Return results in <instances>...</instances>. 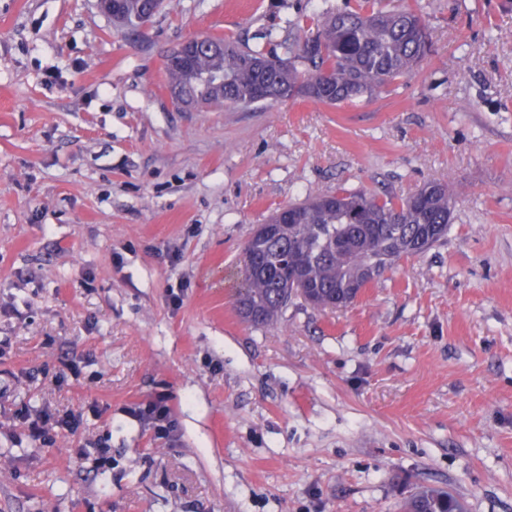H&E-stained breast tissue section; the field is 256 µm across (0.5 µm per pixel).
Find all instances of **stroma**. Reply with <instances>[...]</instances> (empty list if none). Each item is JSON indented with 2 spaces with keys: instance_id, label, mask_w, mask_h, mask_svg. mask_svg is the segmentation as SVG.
I'll use <instances>...</instances> for the list:
<instances>
[{
  "instance_id": "1",
  "label": "stroma",
  "mask_w": 512,
  "mask_h": 512,
  "mask_svg": "<svg viewBox=\"0 0 512 512\" xmlns=\"http://www.w3.org/2000/svg\"><path fill=\"white\" fill-rule=\"evenodd\" d=\"M358 0H0V512H512V0H380L429 51L334 106L177 111L163 57ZM432 181L447 236L350 305L236 306L277 208ZM165 398L171 430L135 412ZM82 414L77 434L29 420ZM402 512H466L464 503L446 491L421 486L403 503Z\"/></svg>"
}]
</instances>
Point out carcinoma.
<instances>
[{
    "mask_svg": "<svg viewBox=\"0 0 512 512\" xmlns=\"http://www.w3.org/2000/svg\"><path fill=\"white\" fill-rule=\"evenodd\" d=\"M142 0H123L120 24L138 27ZM266 42L224 44V52L202 49L192 65L164 61L166 88L174 105L270 106L305 98L336 105L353 101L409 74L428 50L425 24L411 9L328 10L313 31L287 18ZM278 44L286 58L272 56ZM275 211L259 225L242 255L237 284L240 315L256 325L273 322L295 297L320 310L352 303L401 259L420 255L448 234L452 214L448 184L430 182L395 201L339 187L310 194ZM402 512H466L446 491L421 486Z\"/></svg>",
    "mask_w": 512,
    "mask_h": 512,
    "instance_id": "carcinoma-1",
    "label": "carcinoma"
}]
</instances>
